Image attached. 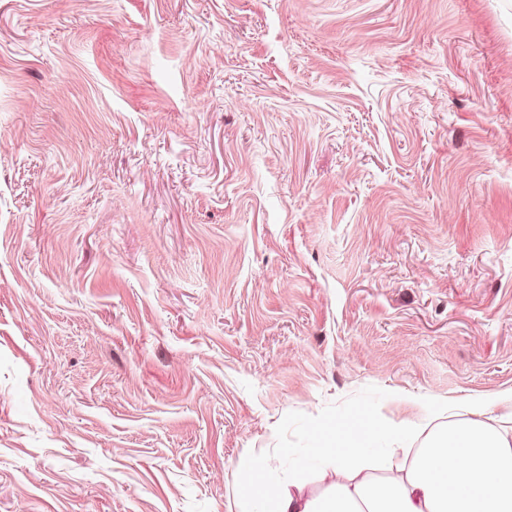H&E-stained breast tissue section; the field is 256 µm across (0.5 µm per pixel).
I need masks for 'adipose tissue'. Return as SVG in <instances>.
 Here are the masks:
<instances>
[{
  "mask_svg": "<svg viewBox=\"0 0 512 512\" xmlns=\"http://www.w3.org/2000/svg\"><path fill=\"white\" fill-rule=\"evenodd\" d=\"M487 404L470 419L427 434L410 469L391 476L385 426L339 420L316 434L328 464L342 473L322 493H285L260 467L239 492L241 512H512V432L485 422Z\"/></svg>",
  "mask_w": 512,
  "mask_h": 512,
  "instance_id": "ef3b65f1",
  "label": "adipose tissue"
}]
</instances>
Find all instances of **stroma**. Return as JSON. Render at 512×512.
Wrapping results in <instances>:
<instances>
[{"mask_svg": "<svg viewBox=\"0 0 512 512\" xmlns=\"http://www.w3.org/2000/svg\"><path fill=\"white\" fill-rule=\"evenodd\" d=\"M512 422V0H0V512H239L324 423Z\"/></svg>", "mask_w": 512, "mask_h": 512, "instance_id": "stroma-1", "label": "stroma"}]
</instances>
